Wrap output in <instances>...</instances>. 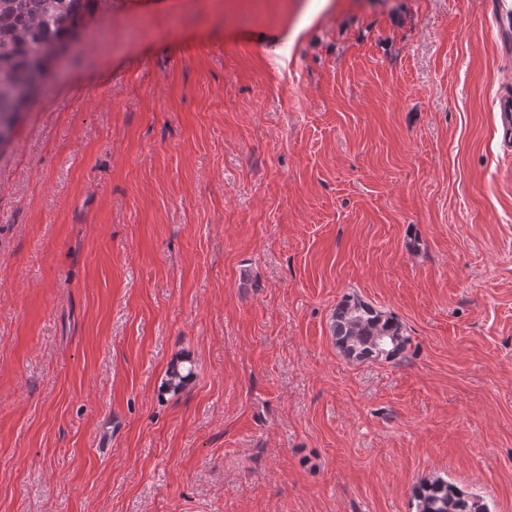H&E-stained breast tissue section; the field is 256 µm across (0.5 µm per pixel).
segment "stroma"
<instances>
[{
	"label": "stroma",
	"instance_id": "35a3bbf8",
	"mask_svg": "<svg viewBox=\"0 0 512 512\" xmlns=\"http://www.w3.org/2000/svg\"><path fill=\"white\" fill-rule=\"evenodd\" d=\"M509 40L491 0H97L0 148V512H512ZM348 295L400 357L337 349ZM413 497L416 512H490L475 494L440 476L421 482Z\"/></svg>",
	"mask_w": 512,
	"mask_h": 512
}]
</instances>
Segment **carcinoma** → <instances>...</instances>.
I'll list each match as a JSON object with an SVG mask.
<instances>
[{
  "instance_id": "1",
  "label": "carcinoma",
  "mask_w": 512,
  "mask_h": 512,
  "mask_svg": "<svg viewBox=\"0 0 512 512\" xmlns=\"http://www.w3.org/2000/svg\"><path fill=\"white\" fill-rule=\"evenodd\" d=\"M95 0H0V120L12 136L18 114L33 101L38 80L47 75L75 40ZM337 347L359 361L391 360L407 339L398 318L351 296L336 306L331 323ZM193 376L174 365L168 389L178 391ZM416 512H489L487 504L437 476L414 490Z\"/></svg>"
}]
</instances>
